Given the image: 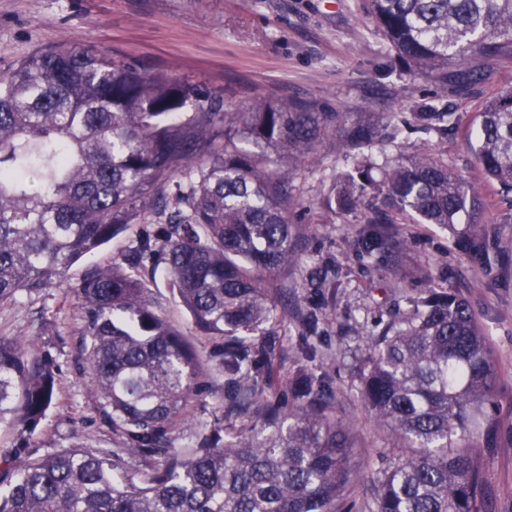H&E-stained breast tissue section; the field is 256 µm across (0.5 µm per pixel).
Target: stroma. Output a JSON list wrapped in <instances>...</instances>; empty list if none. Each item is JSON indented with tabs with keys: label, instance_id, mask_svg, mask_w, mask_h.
Returning a JSON list of instances; mask_svg holds the SVG:
<instances>
[{
	"label": "stroma",
	"instance_id": "1",
	"mask_svg": "<svg viewBox=\"0 0 512 512\" xmlns=\"http://www.w3.org/2000/svg\"><path fill=\"white\" fill-rule=\"evenodd\" d=\"M67 45L220 89L233 107L262 96L314 101L355 116L376 113L398 133L384 146L388 156L438 152L457 174L480 186L479 253L457 242L466 225L449 231L396 224L398 248L363 258L350 247L359 225L334 223L318 207L345 168L342 155L318 148L295 181L301 198L291 213L297 259L272 275L286 317L272 339L276 380L264 396L288 399L301 371L330 389L338 416L351 424L358 442L350 460L357 476L351 512H368L372 478L394 441L357 400L360 344L387 322L390 309L408 311L410 300L427 288L446 289L472 310L497 378L483 512H512V199L484 180L469 136L485 99L512 88V58L492 61L486 81L455 94L431 76L404 71L363 0H0V72L34 52ZM431 106L456 113L457 125L447 131L418 129L413 113ZM148 230L145 224L130 225L75 262L65 286L0 305V335L29 341L33 352H49L57 366L56 395L29 448L81 441L119 449L124 468L136 467L137 456L104 422L89 387L78 349L84 309L73 287L86 269L111 266ZM147 270L155 310L189 330V315L171 290L164 260L148 262ZM310 314L318 317L312 328L305 323ZM192 342L206 379L186 406L188 425L172 433L171 445L178 449L193 446L214 424L241 429L256 422L226 407L218 344L204 336Z\"/></svg>",
	"mask_w": 512,
	"mask_h": 512
}]
</instances>
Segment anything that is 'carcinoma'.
<instances>
[{
  "label": "carcinoma",
  "instance_id": "obj_1",
  "mask_svg": "<svg viewBox=\"0 0 512 512\" xmlns=\"http://www.w3.org/2000/svg\"><path fill=\"white\" fill-rule=\"evenodd\" d=\"M368 10L409 73L454 89L486 79L471 61L512 56V0H368ZM414 118L428 129L456 121L434 107ZM472 134L485 177L511 195V88L483 103ZM379 142L369 112L350 123L314 101L232 108L219 90L75 46L1 72L0 305L62 281L130 224L161 229L74 288L104 419L145 470L117 479V453L81 443L29 455L0 477V512H337L353 488L356 443L331 395L307 377L294 408L257 403L273 370L255 337L278 322L266 275L295 260L293 176L320 146L343 156L319 209L364 225L353 240L362 257L384 252L391 224L451 228L483 208L443 156L380 164ZM157 255L194 331L222 349L224 400L261 418L260 429H214L167 452L202 364L150 302L139 269ZM365 354L361 402L397 442L372 512H481L496 377L469 305L433 291L368 335ZM57 385L51 355L0 335L1 426L28 439Z\"/></svg>",
  "mask_w": 512,
  "mask_h": 512
}]
</instances>
